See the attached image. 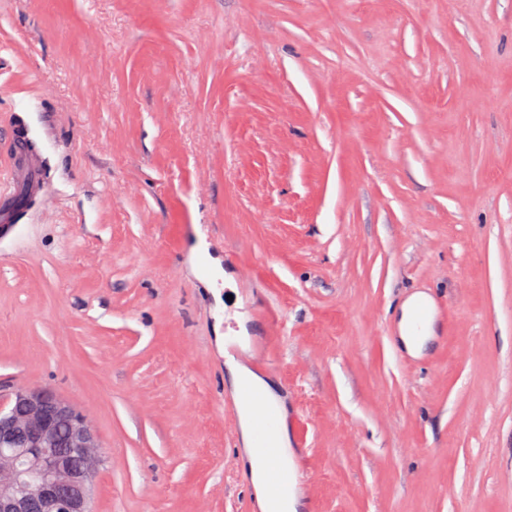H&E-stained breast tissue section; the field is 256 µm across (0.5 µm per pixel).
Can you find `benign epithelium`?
<instances>
[{
    "label": "benign epithelium",
    "instance_id": "7a95c632",
    "mask_svg": "<svg viewBox=\"0 0 512 512\" xmlns=\"http://www.w3.org/2000/svg\"><path fill=\"white\" fill-rule=\"evenodd\" d=\"M92 425L47 389L0 399V512H93Z\"/></svg>",
    "mask_w": 512,
    "mask_h": 512
}]
</instances>
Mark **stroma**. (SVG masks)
I'll return each mask as SVG.
<instances>
[{"label":"stroma","mask_w":512,"mask_h":512,"mask_svg":"<svg viewBox=\"0 0 512 512\" xmlns=\"http://www.w3.org/2000/svg\"><path fill=\"white\" fill-rule=\"evenodd\" d=\"M20 117L0 395L91 422L94 512L255 504L221 335L306 451L297 512H512V0H0L1 151ZM202 239L256 277L234 314ZM426 294L428 297L418 300L412 311L413 336H420L428 326L431 330L435 329L438 324L448 318L447 307L439 297L431 292Z\"/></svg>","instance_id":"obj_1"}]
</instances>
